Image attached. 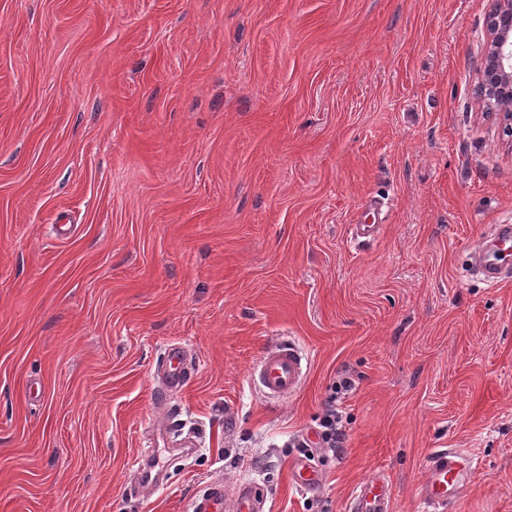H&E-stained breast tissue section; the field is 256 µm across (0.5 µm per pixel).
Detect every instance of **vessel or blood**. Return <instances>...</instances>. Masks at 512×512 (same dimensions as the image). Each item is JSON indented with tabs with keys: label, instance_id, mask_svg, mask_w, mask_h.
Segmentation results:
<instances>
[{
	"label": "vessel or blood",
	"instance_id": "vessel-or-blood-1",
	"mask_svg": "<svg viewBox=\"0 0 512 512\" xmlns=\"http://www.w3.org/2000/svg\"><path fill=\"white\" fill-rule=\"evenodd\" d=\"M493 248L479 246L475 271L490 286L512 279V224L495 227ZM161 387L166 391L183 389L189 368L184 350L168 346L164 353ZM309 359L295 341H281L266 347L251 372V379L269 400H281L295 395L304 380ZM425 477L416 493L418 512H452L463 491L470 484L475 470L473 460L460 449L441 448L424 461ZM291 479L297 489L311 491L320 482L319 472L310 463L300 460L291 468ZM233 512H260L261 503L253 483L240 482L232 486L214 485L198 493L193 512H224L225 504ZM392 482L386 473H377L349 491L345 512H391Z\"/></svg>",
	"mask_w": 512,
	"mask_h": 512
}]
</instances>
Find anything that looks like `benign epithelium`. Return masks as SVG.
Instances as JSON below:
<instances>
[{"mask_svg": "<svg viewBox=\"0 0 512 512\" xmlns=\"http://www.w3.org/2000/svg\"><path fill=\"white\" fill-rule=\"evenodd\" d=\"M487 22L490 39L478 68L476 98L495 108L503 135L512 140V0H497Z\"/></svg>", "mask_w": 512, "mask_h": 512, "instance_id": "1", "label": "benign epithelium"}]
</instances>
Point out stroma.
Masks as SVG:
<instances>
[{
    "mask_svg": "<svg viewBox=\"0 0 512 512\" xmlns=\"http://www.w3.org/2000/svg\"><path fill=\"white\" fill-rule=\"evenodd\" d=\"M495 4L0 0V512H191L243 480L343 512L378 472L416 512L440 448L477 464L454 512H512V281L468 272L512 222L474 94ZM288 337L308 373L270 402L250 370ZM171 344L192 377L163 398ZM326 411L320 419L322 442L329 448H336V443L343 435V425L340 411L336 409V386L335 391L326 400ZM291 479L297 489L305 492L316 489L321 482V476L313 465L298 460L291 467Z\"/></svg>",
    "mask_w": 512,
    "mask_h": 512,
    "instance_id": "1",
    "label": "stroma"
}]
</instances>
